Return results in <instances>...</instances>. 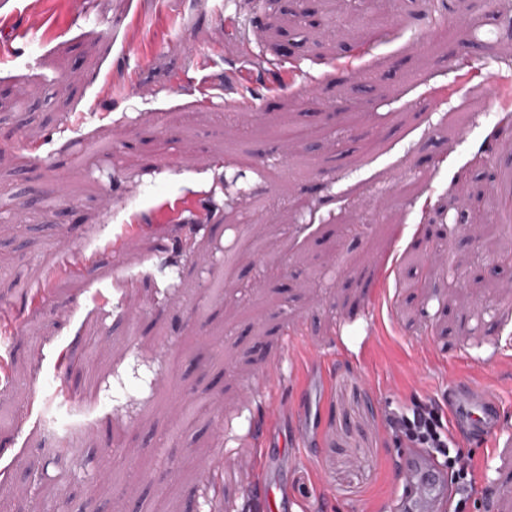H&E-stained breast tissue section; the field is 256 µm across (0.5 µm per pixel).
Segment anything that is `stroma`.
<instances>
[{
  "instance_id": "1",
  "label": "stroma",
  "mask_w": 512,
  "mask_h": 512,
  "mask_svg": "<svg viewBox=\"0 0 512 512\" xmlns=\"http://www.w3.org/2000/svg\"><path fill=\"white\" fill-rule=\"evenodd\" d=\"M327 8L0 0V109L13 114L0 122V307L17 317L0 340V512H113L129 485L144 512H259L258 440L313 389L307 448L276 450L289 503L403 512L396 473L412 449L385 417L447 406L465 380L504 405L493 447L455 436L478 487L455 512H512V299L498 288L512 266L433 221L482 161L512 200L504 112L483 81L512 99V0H402L381 20L353 0L332 38L305 23ZM228 17L254 46L265 110L252 119L224 107V71L243 62ZM282 24L311 91L273 86L264 54ZM210 45L221 57L195 70L192 49ZM134 70L139 86L113 96ZM284 126L307 134L305 172L289 168ZM134 219L147 231L113 251ZM67 249L97 260L53 273ZM335 322L364 338L359 355L333 343ZM289 324L307 327L321 368L266 365ZM204 340L217 356L201 371L187 352ZM264 376L274 399L253 391Z\"/></svg>"
}]
</instances>
